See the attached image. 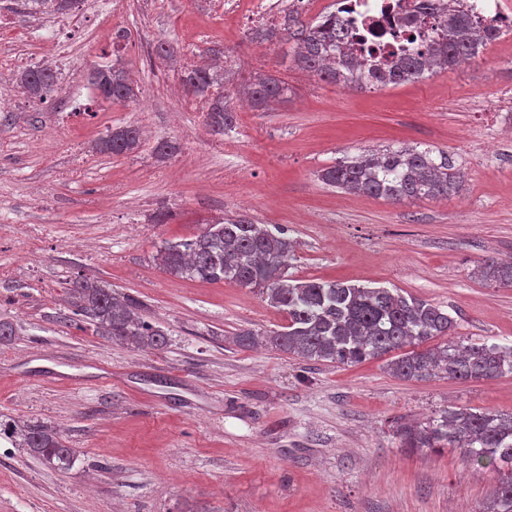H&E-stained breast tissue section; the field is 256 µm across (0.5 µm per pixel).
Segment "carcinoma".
Returning a JSON list of instances; mask_svg holds the SVG:
<instances>
[{
    "mask_svg": "<svg viewBox=\"0 0 512 512\" xmlns=\"http://www.w3.org/2000/svg\"><path fill=\"white\" fill-rule=\"evenodd\" d=\"M29 9L44 13L65 10L71 0H25ZM420 8L437 19L428 46V58L405 52L396 60H376L368 50L360 64L351 62L353 48L364 46L363 35L331 10L313 22L288 13L271 31L256 30L252 38L292 43L291 61L322 80L356 90H371L414 82L474 60L498 41L501 32L478 17L453 11L446 0H423ZM92 85L100 95L133 101L137 93L126 70L115 63L90 69ZM183 86L206 94L224 85V75L210 66L181 73ZM57 75L48 68L31 69L21 83L42 97L55 87ZM240 90L258 110L284 97L288 86L268 75L256 74ZM207 124L216 134L233 128L235 118L220 92L209 105ZM141 131L134 125L112 130L99 150L121 155L139 147ZM319 180L346 193L386 200L446 199L460 186V172L447 153L413 146L383 149L346 157L318 173ZM292 242L284 230L271 229L243 218H223L207 224L198 235L163 245L158 260L177 277L209 283L230 282L259 290L269 305L284 313L280 330H243L236 334L241 348L266 346L306 361L342 365L386 359L387 370L401 379L446 375L462 381H480L512 375V346L486 340L467 344L446 340L455 320L441 306L407 295L396 288H369L337 281L297 279L288 275ZM473 275L487 284L512 285V261L489 258ZM73 314L80 322L113 340L137 348L162 349L168 333L140 316L136 298L83 279L72 282ZM436 345H430L434 340ZM426 348H421V345ZM395 435L401 447L458 448L469 465L496 474L495 486L483 512H512V413L447 408L420 423H399ZM0 436L21 437L29 455L58 468L70 465L74 450L56 429L19 426L0 421Z\"/></svg>",
    "mask_w": 512,
    "mask_h": 512,
    "instance_id": "1",
    "label": "carcinoma"
}]
</instances>
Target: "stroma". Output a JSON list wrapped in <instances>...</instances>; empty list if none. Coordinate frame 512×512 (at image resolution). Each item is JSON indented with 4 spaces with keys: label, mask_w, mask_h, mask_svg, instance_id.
Listing matches in <instances>:
<instances>
[{
    "label": "stroma",
    "mask_w": 512,
    "mask_h": 512,
    "mask_svg": "<svg viewBox=\"0 0 512 512\" xmlns=\"http://www.w3.org/2000/svg\"><path fill=\"white\" fill-rule=\"evenodd\" d=\"M113 30L78 44L73 83L10 102L0 125V420L62 432L61 471L0 438V512H483L495 483L457 449L409 450L394 421L465 407L512 413V376L402 380L381 359L316 364L242 349V330L285 315L249 288L172 276L156 255L207 222L244 216L297 243L299 279L398 288L443 306L456 341L512 346V287L474 278L512 260V43L395 88L346 90L292 66L285 41L258 43L208 14L207 0H94ZM219 53L228 98L257 72L290 92L272 110H236L225 135L195 126L180 72L150 66ZM120 56L134 103L99 109L90 64ZM146 131L131 153L99 152L112 129ZM178 144L155 152L160 139ZM444 151L464 178L445 199L393 203L324 185L317 174L365 150ZM138 298L169 343L143 351L71 317L75 278Z\"/></svg>",
    "instance_id": "35a3bbf8"
}]
</instances>
